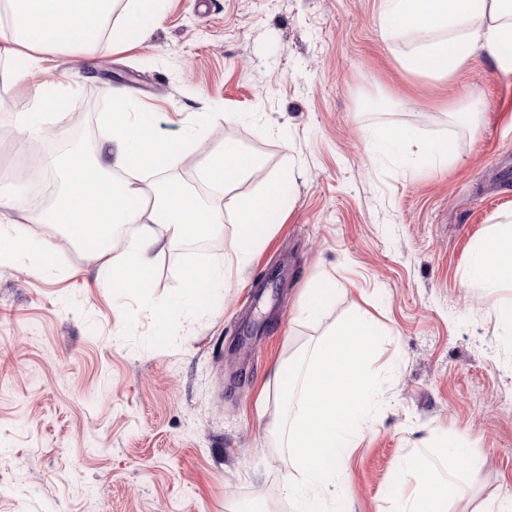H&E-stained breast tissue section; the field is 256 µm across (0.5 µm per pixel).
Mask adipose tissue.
I'll list each match as a JSON object with an SVG mask.
<instances>
[{
    "mask_svg": "<svg viewBox=\"0 0 512 512\" xmlns=\"http://www.w3.org/2000/svg\"><path fill=\"white\" fill-rule=\"evenodd\" d=\"M9 21L0 32V58L24 56L28 67H38L42 51L68 45L96 44L102 35L131 45L144 30L164 17L165 0H5ZM378 22L388 39L415 38L411 50L400 56L412 77L450 82L478 52L493 57L503 75L512 74V0H379ZM97 154H74L58 160H40L43 168L59 167L66 184L42 218L62 224L75 243L91 245L99 268L119 287L143 289L149 284L160 244L217 232L216 213L186 194L174 181L139 185L131 174L143 170L148 159L163 157L169 169L178 168L197 150L192 141L159 142L146 117L132 114L120 95L112 97V111ZM255 160L231 142L211 153L204 173L225 187L252 173ZM280 201L279 184L240 199L236 204L237 263H247L270 228ZM133 224L137 234L123 250L112 245L116 225ZM479 279L491 288H512V224L491 225L470 256L464 281ZM187 286L153 307L164 319L172 310L198 306L216 284L214 269L189 270ZM405 472L419 476L422 488L406 496L400 512H447L448 493L459 476L452 468L426 467L419 458L402 461Z\"/></svg>",
    "mask_w": 512,
    "mask_h": 512,
    "instance_id": "ef3b65f1",
    "label": "adipose tissue"
}]
</instances>
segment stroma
Here are the masks:
<instances>
[{
  "instance_id": "35a3bbf8",
  "label": "stroma",
  "mask_w": 512,
  "mask_h": 512,
  "mask_svg": "<svg viewBox=\"0 0 512 512\" xmlns=\"http://www.w3.org/2000/svg\"><path fill=\"white\" fill-rule=\"evenodd\" d=\"M378 4L167 0L135 45L0 71H27L0 91V204L50 251L43 266L0 254V512H280L292 463L257 399L281 359L358 308L384 335L373 367L387 379L349 463L354 512H397L416 483L400 459L455 441L473 453L448 512L512 488V347L493 316L507 295L461 280L485 228L512 221V182L492 183L512 166V76L481 52L452 82L412 78ZM51 81L71 86L83 135L59 113L20 125ZM110 88L159 140L197 132L189 166L168 172L188 189L229 141L260 171L206 196L223 222L214 250L159 246L141 292L17 207L30 183L16 154L93 155ZM394 127L448 143L447 166L417 145L378 154ZM272 181L281 207L248 264L200 307L152 317L189 268L233 258L237 199ZM320 278L335 281L334 300L319 322L298 321Z\"/></svg>"
}]
</instances>
